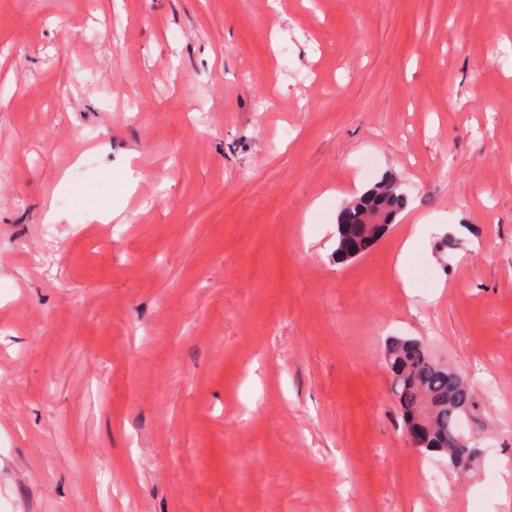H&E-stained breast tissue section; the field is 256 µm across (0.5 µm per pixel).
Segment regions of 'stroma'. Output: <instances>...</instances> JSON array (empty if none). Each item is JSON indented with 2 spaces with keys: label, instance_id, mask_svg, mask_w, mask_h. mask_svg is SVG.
I'll use <instances>...</instances> for the list:
<instances>
[{
  "label": "stroma",
  "instance_id": "1",
  "mask_svg": "<svg viewBox=\"0 0 512 512\" xmlns=\"http://www.w3.org/2000/svg\"><path fill=\"white\" fill-rule=\"evenodd\" d=\"M394 337L472 384L466 471ZM506 460L512 0H0V512H512ZM385 179H381V182L374 184L342 209L337 224L336 259L344 260L358 256H353L358 246L357 242L367 241L363 236V224H367L369 236L375 228L384 224L382 214L372 209L364 213L362 224L364 209L367 207L380 209L387 219L394 222L398 213L408 205V196L400 186Z\"/></svg>",
  "mask_w": 512,
  "mask_h": 512
}]
</instances>
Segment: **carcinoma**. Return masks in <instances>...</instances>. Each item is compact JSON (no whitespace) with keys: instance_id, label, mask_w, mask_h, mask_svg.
Returning <instances> with one entry per match:
<instances>
[{"instance_id":"obj_1","label":"carcinoma","mask_w":512,"mask_h":512,"mask_svg":"<svg viewBox=\"0 0 512 512\" xmlns=\"http://www.w3.org/2000/svg\"><path fill=\"white\" fill-rule=\"evenodd\" d=\"M408 202L400 186L387 180L352 200L338 218L336 258L353 257L358 243L365 241L364 209L377 208L393 221ZM384 355L403 422L413 421L421 411V400L429 397L435 408V421L423 449L445 453L448 461H453L455 448L450 446L448 432L454 430L458 416L469 410L473 390L460 374L435 363L417 340L393 338L386 344Z\"/></svg>"}]
</instances>
